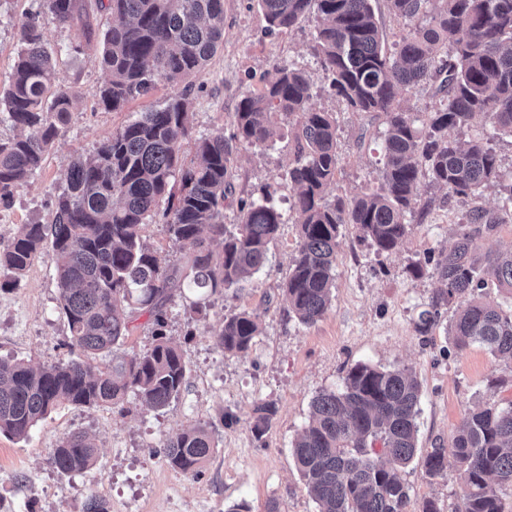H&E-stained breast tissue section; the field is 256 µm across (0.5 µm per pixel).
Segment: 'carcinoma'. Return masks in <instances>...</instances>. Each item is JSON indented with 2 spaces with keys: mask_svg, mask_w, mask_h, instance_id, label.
Wrapping results in <instances>:
<instances>
[{
  "mask_svg": "<svg viewBox=\"0 0 512 512\" xmlns=\"http://www.w3.org/2000/svg\"><path fill=\"white\" fill-rule=\"evenodd\" d=\"M118 17L104 34L100 55L107 81L99 101L122 108L147 94L155 81L177 83L201 71L224 35V0H95ZM398 17H426L386 49L371 0H257L269 27L288 32L317 8L314 51L323 78L353 112L382 116L383 167L376 189L360 196L325 198L336 177L337 134L332 113L311 107L313 80L280 67L235 112L230 137L219 133L198 143L196 165L184 169L180 151L190 137L184 92L164 107L145 112L103 142L95 154L77 158L66 172L67 189L53 202L50 224H24L0 245V273L22 277L44 246L51 245L59 303L70 332L71 358L49 367L0 359V433L24 440L36 423L64 404L116 407L135 392L160 410L178 398L186 366L164 332L162 306L183 283L212 293L260 271L285 217L273 193L241 205V223L224 224L231 193L230 142L263 147L278 119L292 120L293 158L288 182L296 189L289 210L299 242L282 290L287 313L304 325L331 305L336 247L341 228L353 225L380 253L406 237L418 185L428 180L456 196L495 185L512 204V182L503 183L496 154L485 138L461 141L448 131L481 116L493 133L512 134V0H388ZM80 0H44L43 11L22 24V48L9 87L0 96L3 119L20 134L0 139V203L38 170L71 113L75 97L55 86L57 60L42 41L47 16L68 24L83 15ZM424 80L438 83L441 107L427 129L403 105L401 91ZM185 264L163 267L143 240L145 218L159 199ZM497 217L477 209L450 249L435 262L442 288L420 314L426 333L439 308H454L450 333L455 348L474 344L512 369V311L483 294L488 282L512 291V251L472 257L474 237L493 232ZM154 319L155 339L144 352L100 365L130 332L132 315ZM259 334V316L242 311L224 317L216 345L243 353ZM421 385L407 367L392 370L358 364L342 390L323 392L311 403L308 425L292 455L318 512H407L409 487L399 471L418 457L416 422ZM276 413L265 402L254 409L252 431L266 432ZM217 447L210 425L170 436L163 454L170 466L197 475ZM97 445L83 432L63 438L54 452L62 474L91 469ZM426 475L450 467L461 481L458 512H508L504 490L512 489V401L466 413L448 447L421 457Z\"/></svg>",
  "mask_w": 512,
  "mask_h": 512,
  "instance_id": "cac0c4a2",
  "label": "carcinoma"
}]
</instances>
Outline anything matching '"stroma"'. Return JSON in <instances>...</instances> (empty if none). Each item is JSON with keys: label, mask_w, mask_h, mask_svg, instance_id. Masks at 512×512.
I'll use <instances>...</instances> for the list:
<instances>
[{"label": "stroma", "mask_w": 512, "mask_h": 512, "mask_svg": "<svg viewBox=\"0 0 512 512\" xmlns=\"http://www.w3.org/2000/svg\"><path fill=\"white\" fill-rule=\"evenodd\" d=\"M84 2L83 20L44 23V42L58 60L56 84L75 91L78 101L40 169L10 207H0L1 243L21 225L50 223L69 162L92 155L140 113L188 93L191 138L182 153L192 160L196 140L232 132L242 98L259 91L283 65L311 74L313 107L336 117L338 163L326 199L376 188L385 126L375 115L346 111L325 87L313 50L317 13L282 34L268 31L256 0H224V43L201 72L183 84L156 82L148 94L109 111L99 103L107 79L99 56L102 34L114 18L98 10L95 0ZM41 5L42 0H0V93L20 49V25ZM290 131L283 119L273 143L234 145L225 223H238L241 202L261 199L268 190L289 202ZM502 205L495 189L451 200L445 188L421 184L406 217L409 233L390 254L377 253L356 228L346 226L336 248L331 305L310 326L283 312L280 285L298 233L296 224L282 225L268 262L250 280L216 294L183 287L167 303L165 332L187 368L186 386L169 407L147 408L131 392L119 408L60 407L24 440L0 434V512H84L93 495L105 499L111 512H230L239 504L248 512H267L272 503L279 512H316L296 470L292 442L308 422L313 399L342 389L347 372L360 363L413 369L421 383L419 448L426 452L449 441L469 409L512 401V370L482 347L456 350L448 334L451 308L441 307L432 329L419 332V315L440 287L424 258L448 249L470 210L497 211ZM58 302V280L46 253L18 283L0 287V357L38 366L67 360L69 330ZM243 310L260 315L261 332L246 353H224L215 336L225 316ZM266 401L277 412L258 438L250 423L255 406ZM225 414L232 422L222 423ZM198 424L213 425L218 447L203 472L192 476L168 466L160 450L168 437ZM77 431L99 439V457L90 471L65 475L54 465V451L61 438ZM402 478L410 493L407 512H421L430 498L440 512H457L460 482L454 470L433 479L416 461Z\"/></svg>", "instance_id": "obj_1"}]
</instances>
